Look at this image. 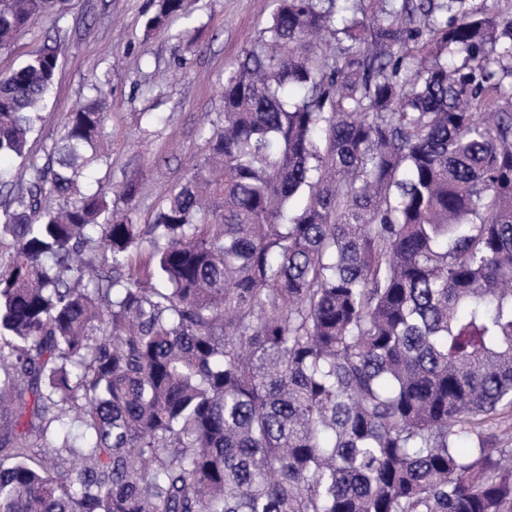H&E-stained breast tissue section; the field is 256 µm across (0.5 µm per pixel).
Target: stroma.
<instances>
[{"instance_id":"1","label":"stroma","mask_w":512,"mask_h":512,"mask_svg":"<svg viewBox=\"0 0 512 512\" xmlns=\"http://www.w3.org/2000/svg\"><path fill=\"white\" fill-rule=\"evenodd\" d=\"M153 0H63L59 20H33L0 49V74L47 36L58 39L56 87L30 143L44 154L72 105L91 84L112 115L109 159L85 184L137 180L134 219L152 223L165 190L187 178L208 152L205 131L224 110V74L269 26L272 0H195L190 19L146 31Z\"/></svg>"}]
</instances>
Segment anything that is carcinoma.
<instances>
[{
    "instance_id": "cac0c4a2",
    "label": "carcinoma",
    "mask_w": 512,
    "mask_h": 512,
    "mask_svg": "<svg viewBox=\"0 0 512 512\" xmlns=\"http://www.w3.org/2000/svg\"><path fill=\"white\" fill-rule=\"evenodd\" d=\"M57 68L0 74V512H512L511 6L274 0L144 225L100 90L30 153Z\"/></svg>"
}]
</instances>
